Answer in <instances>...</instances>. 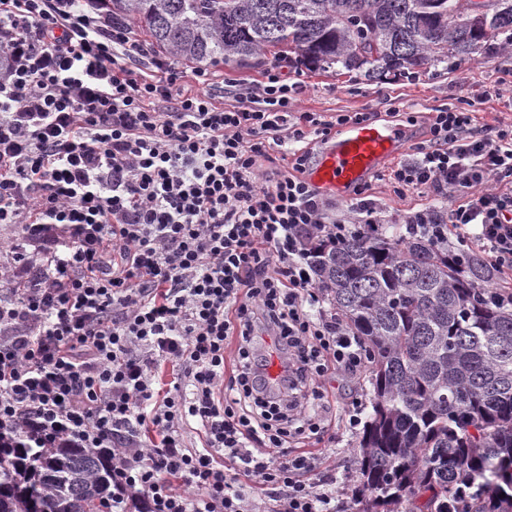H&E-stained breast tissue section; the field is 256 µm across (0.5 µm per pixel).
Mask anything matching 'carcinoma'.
Returning <instances> with one entry per match:
<instances>
[{"instance_id": "carcinoma-1", "label": "carcinoma", "mask_w": 512, "mask_h": 512, "mask_svg": "<svg viewBox=\"0 0 512 512\" xmlns=\"http://www.w3.org/2000/svg\"><path fill=\"white\" fill-rule=\"evenodd\" d=\"M199 67L295 54L367 82L512 45V0H105ZM314 278L365 348L372 414L359 495L386 512H512V305L474 249L383 228L320 242ZM112 467L91 448L0 447V512H99Z\"/></svg>"}]
</instances>
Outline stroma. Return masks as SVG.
Returning a JSON list of instances; mask_svg holds the SVG:
<instances>
[{
	"instance_id": "35a3bbf8",
	"label": "stroma",
	"mask_w": 512,
	"mask_h": 512,
	"mask_svg": "<svg viewBox=\"0 0 512 512\" xmlns=\"http://www.w3.org/2000/svg\"><path fill=\"white\" fill-rule=\"evenodd\" d=\"M279 64L289 83L299 88L300 110L332 116L339 112H380L398 110L397 122L405 126L407 136L399 147L396 161L385 162L366 178L362 187L365 198L381 211L386 224H403L406 216L432 208L447 211L448 197L429 190L393 193L388 175L395 162L409 158L415 143L422 141V122H409L412 113L423 114L448 106H474L481 123L493 126L512 123V50H504L453 70L431 68L402 80L384 79L368 82L357 74L335 75L308 69L280 59ZM322 401L311 402L309 411L322 406L335 408L337 418L328 426L326 439L302 434L293 444L297 452H310L316 458L314 480L334 481L338 512H363L357 499L360 477L353 461L359 433L345 426V410L351 401L362 404L363 415H370L371 385L367 376L352 384L340 385L325 380L320 388Z\"/></svg>"
}]
</instances>
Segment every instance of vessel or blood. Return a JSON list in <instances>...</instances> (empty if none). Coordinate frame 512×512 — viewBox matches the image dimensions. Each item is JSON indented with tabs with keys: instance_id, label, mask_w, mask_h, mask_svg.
<instances>
[{
	"instance_id": "vessel-or-blood-1",
	"label": "vessel or blood",
	"mask_w": 512,
	"mask_h": 512,
	"mask_svg": "<svg viewBox=\"0 0 512 512\" xmlns=\"http://www.w3.org/2000/svg\"><path fill=\"white\" fill-rule=\"evenodd\" d=\"M405 135L404 128L388 124L345 125L318 157L310 180L322 190L342 191L392 159Z\"/></svg>"
}]
</instances>
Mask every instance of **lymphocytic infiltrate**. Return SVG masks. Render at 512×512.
<instances>
[{
  "instance_id": "obj_1",
  "label": "lymphocytic infiltrate",
  "mask_w": 512,
  "mask_h": 512,
  "mask_svg": "<svg viewBox=\"0 0 512 512\" xmlns=\"http://www.w3.org/2000/svg\"><path fill=\"white\" fill-rule=\"evenodd\" d=\"M213 78L158 59L104 0H0V225L20 228L14 266L49 244L30 287L0 279V447L95 449L103 512H261L250 482L273 512H335L288 440L323 432L306 404L365 356L320 309L310 231L352 227L330 220L302 143L377 115L297 111L276 64L230 107ZM287 141L289 170L265 176ZM388 181L447 193L408 223L444 225L512 281V124L436 110Z\"/></svg>"
}]
</instances>
